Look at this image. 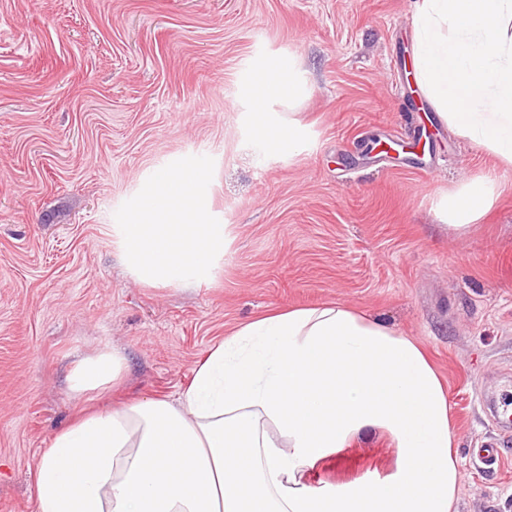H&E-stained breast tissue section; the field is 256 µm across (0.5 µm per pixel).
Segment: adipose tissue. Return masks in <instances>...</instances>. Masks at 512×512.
<instances>
[{"mask_svg": "<svg viewBox=\"0 0 512 512\" xmlns=\"http://www.w3.org/2000/svg\"><path fill=\"white\" fill-rule=\"evenodd\" d=\"M414 77L439 118L512 168V0H415ZM256 141L293 155L294 59H261L245 83ZM497 193L488 175L440 198L462 230ZM127 368L119 351L79 362L69 388L102 394ZM448 389L412 337L342 304L276 312L213 345L176 398L105 405L42 449L37 512H455L462 474ZM386 438L394 461L336 484L331 457Z\"/></svg>", "mask_w": 512, "mask_h": 512, "instance_id": "adipose-tissue-1", "label": "adipose tissue"}]
</instances>
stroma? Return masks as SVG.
<instances>
[{
	"label": "stroma",
	"instance_id": "obj_1",
	"mask_svg": "<svg viewBox=\"0 0 512 512\" xmlns=\"http://www.w3.org/2000/svg\"><path fill=\"white\" fill-rule=\"evenodd\" d=\"M412 38V0H0V512H37L40 450L87 405L68 388L78 361L126 356L105 400L173 398L238 326L336 303L414 337L438 369L456 512H512V455H470L501 437L473 392L512 394V168L436 112L403 111ZM288 55L308 88L292 157L260 148L241 93L261 58ZM187 156L215 162L224 259L190 289L140 283L115 213ZM488 173L500 194L481 221L436 216L441 194ZM392 456L376 442L319 477Z\"/></svg>",
	"mask_w": 512,
	"mask_h": 512
}]
</instances>
